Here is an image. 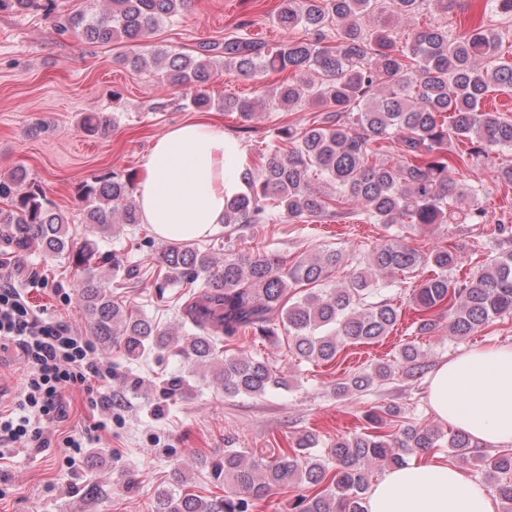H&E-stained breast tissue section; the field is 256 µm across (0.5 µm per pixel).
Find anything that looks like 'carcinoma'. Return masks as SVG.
<instances>
[{
  "label": "carcinoma",
  "mask_w": 512,
  "mask_h": 512,
  "mask_svg": "<svg viewBox=\"0 0 512 512\" xmlns=\"http://www.w3.org/2000/svg\"><path fill=\"white\" fill-rule=\"evenodd\" d=\"M191 0H108L92 15L73 13L59 26L88 44L125 43L138 48L123 62L136 69L152 64L171 88L190 91L189 104L208 110V91L217 76L213 58L245 77L288 72L273 92L275 103L289 110L303 104L316 107L311 123L298 130L278 129L276 138L288 143L283 151L265 145L262 165L246 166L241 177L247 192L226 202L224 226L234 232L245 224H269L275 213L288 220L347 218L364 224H484L481 188L464 191L455 175L474 161L492 163L495 180L512 184V119L486 103L490 93L512 88V58L503 51L501 24L512 23V0H490L494 19L469 32L458 33L448 14L458 0H279L275 19L288 34L276 47L241 32L222 41H203L193 53H173L154 46L160 24L180 16ZM55 0H0V11L51 13ZM431 9L440 21L412 31L406 39L387 23L390 16L414 19ZM256 102L224 98V111L249 120ZM115 118L85 113L82 129L105 137ZM397 144L393 162L378 158L383 144ZM319 178L333 189L326 195L312 187ZM134 174L101 172L81 182L76 196L82 223L103 228L141 223L133 200ZM0 241L17 252L37 246L51 256L71 252L85 276L78 298L95 340L115 345L128 359L166 348L170 333L152 319L112 301V295L91 265L120 259L100 252L88 239L75 247L68 236L69 216L47 195L44 186L23 167L0 178ZM352 202L357 209L348 210ZM165 280L204 291L182 303L189 324L180 352L189 360L217 366L216 387L230 397H263L283 382L265 358L226 354L223 341L240 332L259 336L288 334L296 356L329 362L343 344H371L397 324L399 308L383 299L378 275L431 268L412 292L417 332L429 334L446 324L448 337L461 340L497 318L512 314V251L486 261L471 276L457 280V254L448 249L423 255L407 244L388 239L359 262L341 284L326 288L342 251H323L288 268L265 252L230 253L217 263L196 244L171 242L162 255ZM303 286L302 292L292 287ZM423 354L412 342L404 344L398 363L419 370ZM395 365L375 364L338 383L342 394L366 393L388 381ZM189 384L173 376L159 389L168 398ZM441 434L412 424L389 431L354 433L336 439L323 454L309 432L294 448L278 452L226 448L214 462L231 490L203 499L195 494L161 490L152 512H252L272 489L308 486L291 512H365L364 494L373 471L404 464L410 453L426 455L440 447ZM448 453L460 462L476 456L463 432L448 436ZM485 481L496 493L502 512H512V452L490 458Z\"/></svg>",
  "instance_id": "cac0c4a2"
}]
</instances>
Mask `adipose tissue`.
I'll use <instances>...</instances> for the list:
<instances>
[{
	"mask_svg": "<svg viewBox=\"0 0 512 512\" xmlns=\"http://www.w3.org/2000/svg\"><path fill=\"white\" fill-rule=\"evenodd\" d=\"M242 147L208 118L155 137L136 180L143 223L167 241L200 239L224 221L226 200L245 192ZM434 414L480 447L512 445V345L475 348L432 373ZM366 512H498L496 496L459 464L411 461L367 492Z\"/></svg>",
	"mask_w": 512,
	"mask_h": 512,
	"instance_id": "adipose-tissue-1",
	"label": "adipose tissue"
}]
</instances>
